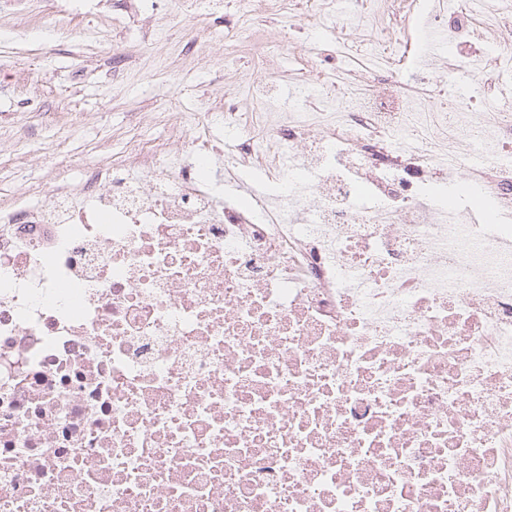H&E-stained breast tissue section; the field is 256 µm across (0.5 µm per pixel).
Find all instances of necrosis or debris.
<instances>
[{"label":"necrosis or debris","mask_w":512,"mask_h":512,"mask_svg":"<svg viewBox=\"0 0 512 512\" xmlns=\"http://www.w3.org/2000/svg\"><path fill=\"white\" fill-rule=\"evenodd\" d=\"M239 2L228 33L287 43L304 5L341 59L301 112L224 94L275 193L217 195L209 134L160 112L180 159L136 123L79 189L0 205V512H512V226L433 204L456 179L512 211V52L487 50L512 0L428 7L446 84L373 94L363 59L409 61L411 0ZM474 71L480 108L439 106Z\"/></svg>","instance_id":"obj_1"}]
</instances>
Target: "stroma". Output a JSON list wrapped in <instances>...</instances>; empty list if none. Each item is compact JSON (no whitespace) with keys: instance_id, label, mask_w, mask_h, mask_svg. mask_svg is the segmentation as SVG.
<instances>
[{"instance_id":"stroma-1","label":"stroma","mask_w":512,"mask_h":512,"mask_svg":"<svg viewBox=\"0 0 512 512\" xmlns=\"http://www.w3.org/2000/svg\"><path fill=\"white\" fill-rule=\"evenodd\" d=\"M215 2L173 25L166 18L174 0H142V21L156 25L144 48L139 23L118 11L115 0H85L81 9L66 11L41 0H0V203H40L56 186L78 188L87 158L111 163L132 117L163 106L192 112L204 101L208 113L200 124L216 145L230 139L226 79L247 95L265 73L252 51L225 55L222 16L237 2ZM331 38L320 21L295 33L294 45L277 49L287 72L278 85L281 110L318 88V73L306 63Z\"/></svg>"}]
</instances>
